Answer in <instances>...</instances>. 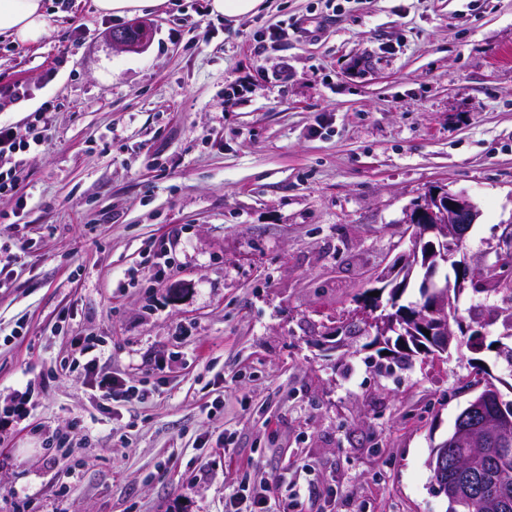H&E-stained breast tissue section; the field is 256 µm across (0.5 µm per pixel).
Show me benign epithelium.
Wrapping results in <instances>:
<instances>
[{
  "label": "benign epithelium",
  "instance_id": "7a95c632",
  "mask_svg": "<svg viewBox=\"0 0 512 512\" xmlns=\"http://www.w3.org/2000/svg\"><path fill=\"white\" fill-rule=\"evenodd\" d=\"M148 40L149 31L139 23L131 25L129 31L119 30L112 33L113 45L124 49H138L146 45ZM477 217L474 204L464 196L446 193L425 197L410 213L408 219V223L415 227L413 248L398 255L374 278V282L382 284L385 289H397V294L401 296L409 275L418 265H423L426 273L415 312L403 317L391 313L372 319L370 315L378 311L380 300L366 297L361 301L355 318L338 323L328 335L336 337L343 332L347 336H355L357 331L354 327L360 324L368 328L375 327L378 336H417L425 329L429 331V335L439 336L446 342L448 337L456 335L448 317V284L437 278L436 273L459 250V245ZM490 401L503 406L493 433L499 438L511 435L512 404L504 401L494 387L489 385L485 391L479 393L470 402V409H478ZM463 436L462 430L449 435L438 444L443 452L437 457L430 456L428 461V467L435 470V476L431 480L433 492L451 502L461 501L462 493L457 486L448 483V480L442 477L445 449L458 444Z\"/></svg>",
  "mask_w": 512,
  "mask_h": 512
}]
</instances>
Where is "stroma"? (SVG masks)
<instances>
[{
	"label": "stroma",
	"mask_w": 512,
	"mask_h": 512,
	"mask_svg": "<svg viewBox=\"0 0 512 512\" xmlns=\"http://www.w3.org/2000/svg\"><path fill=\"white\" fill-rule=\"evenodd\" d=\"M210 0L130 18L46 0L40 43L0 40V121L50 109L10 157L0 246V512H224L265 483L290 512H447L432 448L476 394L470 349L378 373L328 332L412 245L431 191L479 216L459 256L484 282L512 228V0ZM307 20L316 37L261 35ZM172 239L157 273L153 253ZM490 291L458 309L506 337ZM153 387L102 410L59 370L78 340ZM265 0H211L210 10L224 20L235 21L244 16H252L261 11ZM130 27L135 30L139 36L134 37L133 33L130 31H113V45L124 49H138L147 44L149 40V31L147 28L139 23H133Z\"/></svg>",
	"instance_id": "stroma-1"
}]
</instances>
